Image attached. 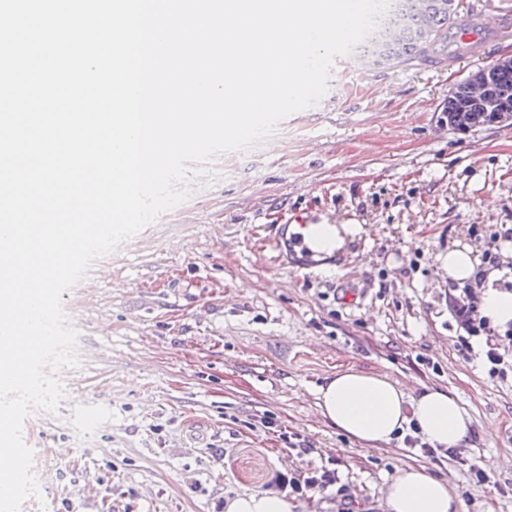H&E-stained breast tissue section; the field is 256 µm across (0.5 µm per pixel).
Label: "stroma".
<instances>
[{"label":"stroma","mask_w":512,"mask_h":512,"mask_svg":"<svg viewBox=\"0 0 512 512\" xmlns=\"http://www.w3.org/2000/svg\"><path fill=\"white\" fill-rule=\"evenodd\" d=\"M511 55L508 27L435 67L336 58L318 103L215 158L185 201L97 260L62 294L78 364L58 374L56 412L24 423L42 496L20 512H214L228 496L268 493L280 473L321 467L345 495L298 498L293 512H387V482L419 466L462 512H512V378L459 353L443 267L454 244L480 255L512 227V126L461 134L445 118L458 83ZM297 216L356 226L335 274L276 257L280 218ZM340 287L359 305L335 301ZM348 369L413 397L447 390L470 415L468 442L432 458L400 439L351 440L317 406L319 385ZM265 417L277 431L260 428ZM281 429L311 454L290 451ZM472 459L485 485L470 481Z\"/></svg>","instance_id":"obj_1"}]
</instances>
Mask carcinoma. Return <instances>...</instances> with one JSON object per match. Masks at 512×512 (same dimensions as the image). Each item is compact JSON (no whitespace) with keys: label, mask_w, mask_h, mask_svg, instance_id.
<instances>
[{"label":"carcinoma","mask_w":512,"mask_h":512,"mask_svg":"<svg viewBox=\"0 0 512 512\" xmlns=\"http://www.w3.org/2000/svg\"><path fill=\"white\" fill-rule=\"evenodd\" d=\"M445 0H389L376 29L357 48L363 55L386 66H397L414 58H428L456 11L443 7ZM476 92L461 82L448 96V120L469 113L472 123H484L487 112H476Z\"/></svg>","instance_id":"obj_1"}]
</instances>
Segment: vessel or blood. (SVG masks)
Instances as JSON below:
<instances>
[{"instance_id":"b4317fda","label":"vessel or blood","mask_w":512,"mask_h":512,"mask_svg":"<svg viewBox=\"0 0 512 512\" xmlns=\"http://www.w3.org/2000/svg\"><path fill=\"white\" fill-rule=\"evenodd\" d=\"M495 25L477 17L458 16L448 23V47L451 51L469 55L480 51L495 35ZM274 248L278 254L292 253L299 268L315 264L330 265L335 261L326 228L320 224H281L277 227Z\"/></svg>"}]
</instances>
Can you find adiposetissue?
Returning <instances> with one entry per match:
<instances>
[{"instance_id":"obj_1","label":"adipose tissue","mask_w":512,"mask_h":512,"mask_svg":"<svg viewBox=\"0 0 512 512\" xmlns=\"http://www.w3.org/2000/svg\"><path fill=\"white\" fill-rule=\"evenodd\" d=\"M500 270H489L481 294L480 313L500 331L512 326V291L501 286ZM318 406L323 417L352 440L376 446L401 438L416 428L435 448H457L467 441L470 418L456 397L437 389L406 397L386 377L346 370L320 385ZM389 512H458L459 504L445 481L427 468L407 467L386 486Z\"/></svg>"}]
</instances>
